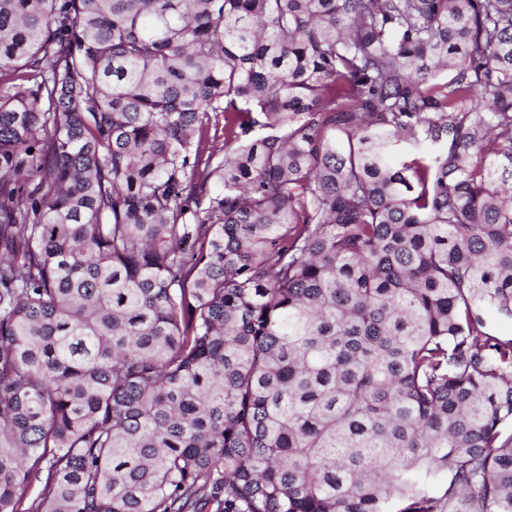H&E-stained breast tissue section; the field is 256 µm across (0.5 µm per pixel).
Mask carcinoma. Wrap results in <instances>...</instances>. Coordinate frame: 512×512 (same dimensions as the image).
<instances>
[{
  "label": "carcinoma",
  "mask_w": 512,
  "mask_h": 512,
  "mask_svg": "<svg viewBox=\"0 0 512 512\" xmlns=\"http://www.w3.org/2000/svg\"><path fill=\"white\" fill-rule=\"evenodd\" d=\"M491 311L512 0H0V512H512Z\"/></svg>",
  "instance_id": "obj_1"
}]
</instances>
